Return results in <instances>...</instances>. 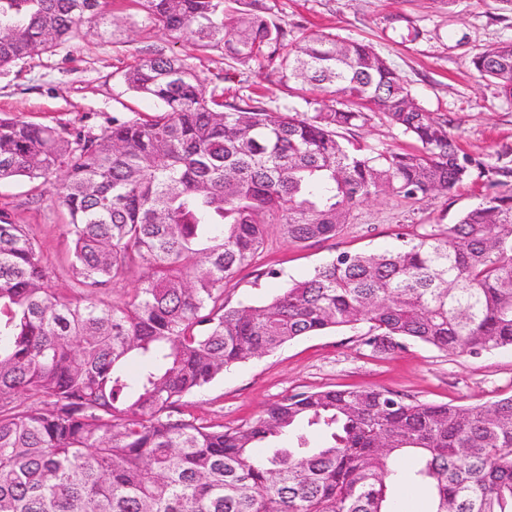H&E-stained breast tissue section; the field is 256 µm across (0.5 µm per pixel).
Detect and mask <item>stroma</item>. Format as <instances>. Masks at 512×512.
Here are the masks:
<instances>
[{
	"instance_id": "obj_1",
	"label": "stroma",
	"mask_w": 512,
	"mask_h": 512,
	"mask_svg": "<svg viewBox=\"0 0 512 512\" xmlns=\"http://www.w3.org/2000/svg\"><path fill=\"white\" fill-rule=\"evenodd\" d=\"M276 21L288 28L333 33L371 43L406 79L430 111L447 114L463 151L481 158L512 153V100L496 86L477 82L471 61L487 48L512 42V10L500 0H270ZM109 32L86 33L55 52L0 70V114L69 129L96 127L120 112L128 117L155 110L152 100L128 90L122 75L148 54L194 56L210 86L225 99L252 93L270 104L290 87L258 66L228 67L220 51H195L152 26L135 0H110ZM33 184L18 178L0 184V209L28 225L52 270L50 286L63 296L77 287L62 269L67 241L53 192L31 204ZM485 188L476 183L449 197L413 207L378 199L360 208L353 224L335 240L301 248L288 244L270 225L266 248L224 288L230 303H258L292 279H301L339 250H380L412 224H453L476 204ZM374 386L434 403H477L512 395V349L478 357L452 355L411 343L394 355L372 353L359 331L338 329L304 336L282 348L225 370L188 398L198 416L229 427L255 418L292 394L327 388Z\"/></svg>"
}]
</instances>
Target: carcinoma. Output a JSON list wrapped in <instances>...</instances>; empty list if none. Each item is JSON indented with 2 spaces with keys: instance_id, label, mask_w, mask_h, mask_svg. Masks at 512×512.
Returning <instances> with one entry per match:
<instances>
[{
  "instance_id": "cac0c4a2",
  "label": "carcinoma",
  "mask_w": 512,
  "mask_h": 512,
  "mask_svg": "<svg viewBox=\"0 0 512 512\" xmlns=\"http://www.w3.org/2000/svg\"><path fill=\"white\" fill-rule=\"evenodd\" d=\"M154 26L230 67H270L318 93L271 106L224 100L191 57L123 74L155 100L143 118L69 131L0 116V183L54 187L69 241L60 296L28 225L0 209V512H397L406 484L431 512H512V395L476 404L375 387L300 392L226 427L184 398L224 369L302 336L363 324L392 354L512 348V163L461 150L373 46L290 35L266 0H136ZM108 0H0V69L112 26ZM512 100V42L472 59ZM379 119L415 142L368 145ZM482 182L454 224H419L382 251H339L260 304L224 285L267 226L308 247L367 201L406 206ZM144 269L126 299L96 295ZM268 448L263 457L253 449ZM408 454L418 467L407 473Z\"/></svg>"
}]
</instances>
